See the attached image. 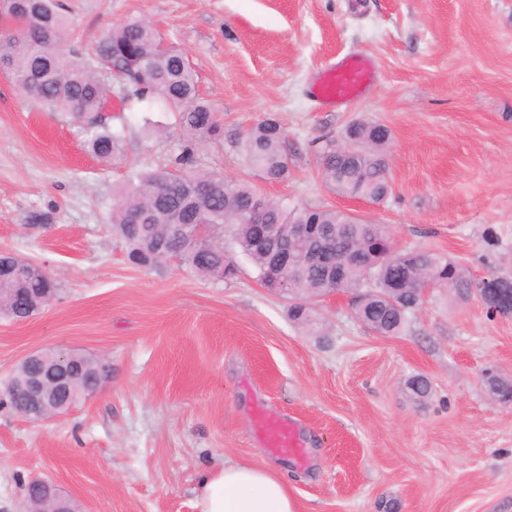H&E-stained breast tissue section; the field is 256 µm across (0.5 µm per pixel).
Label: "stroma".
Segmentation results:
<instances>
[{"instance_id":"35a3bbf8","label":"stroma","mask_w":512,"mask_h":512,"mask_svg":"<svg viewBox=\"0 0 512 512\" xmlns=\"http://www.w3.org/2000/svg\"><path fill=\"white\" fill-rule=\"evenodd\" d=\"M65 53L88 54L131 17L188 57L220 140L194 142L199 169L245 179L296 206L332 204L387 225L397 248L428 247L472 278L512 280V0H66ZM351 53L375 77L352 103L321 106L318 71ZM111 160L80 123L43 111L0 69V250L39 264L58 294L25 321L0 318V382L29 352L104 358L103 386L34 423L0 407V512H21L46 475L80 512H198L199 483L227 463L288 472L299 512H512V315L476 294L434 291L397 336L369 333L339 292L312 331L236 255L235 278L179 263L132 265L107 216L132 163L178 153L176 118L128 103L107 70ZM276 116L288 178L246 163L245 135ZM357 119L387 126L392 192L340 197L321 152ZM428 379L427 396L407 382ZM294 418L304 462L266 448L258 409Z\"/></svg>"}]
</instances>
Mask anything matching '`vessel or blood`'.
Instances as JSON below:
<instances>
[{
  "label": "vessel or blood",
  "instance_id": "obj_1",
  "mask_svg": "<svg viewBox=\"0 0 512 512\" xmlns=\"http://www.w3.org/2000/svg\"><path fill=\"white\" fill-rule=\"evenodd\" d=\"M373 76L374 66L370 59L355 54L347 56L321 74L315 84L317 98L326 104L351 101L371 82ZM257 433L268 447L302 457L303 442L299 427L293 420L272 413H259Z\"/></svg>",
  "mask_w": 512,
  "mask_h": 512
}]
</instances>
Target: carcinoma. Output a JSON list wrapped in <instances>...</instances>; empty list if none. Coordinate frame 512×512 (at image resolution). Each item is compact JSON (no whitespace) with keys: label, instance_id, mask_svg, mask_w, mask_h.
<instances>
[{"label":"carcinoma","instance_id":"obj_1","mask_svg":"<svg viewBox=\"0 0 512 512\" xmlns=\"http://www.w3.org/2000/svg\"><path fill=\"white\" fill-rule=\"evenodd\" d=\"M0 17L9 22L0 32V64L10 70L19 90L48 111L83 122L91 151L100 159H111L122 135L98 118L91 120L106 107L108 89L90 60L62 53L68 20L61 0H0ZM162 44L147 20L134 17L112 28L94 55L97 63L122 83L125 98L163 100L192 140L223 137L221 120L198 97L196 74L188 60L179 50ZM390 140V131L381 130L377 123L350 124L343 143L348 153L330 145L323 151L322 183L341 197L355 195L382 202L392 190L385 156ZM244 151L248 166L263 180L288 179L286 137L276 118L268 117L249 131ZM258 197L263 199V223L279 228L314 224L340 258L348 239L364 250L367 263L347 265L344 279L336 282L327 267L305 261L309 241L291 244L302 261L285 273L288 297L293 301L289 314L313 330L317 321L301 300L319 299L334 290L355 292L352 313L367 330L378 336H397L420 306L417 280L443 275L458 291L471 294L479 288L480 281L468 276L460 264L433 249L414 248L384 261L377 251V245L390 238L384 224L360 219L332 205L291 206L268 198L248 181L201 171L189 145L162 167L131 169L112 204L110 224L112 233L127 245L133 264H140L162 244L169 257L205 277L236 274L234 258L224 246L227 238L236 251L251 260L264 285L281 273L277 255L257 244L258 225L240 218V211ZM501 283L500 302L491 309L506 316L512 314V281L503 279ZM56 292L46 272L24 263L6 279V286L0 287V313L24 320L31 307L45 303ZM24 372V368H16L0 390V404L15 408ZM99 377L93 371L76 378L67 402L75 405L95 392L101 385ZM486 383L492 394L512 396L511 381L492 375Z\"/></svg>","mask_w":512,"mask_h":512}]
</instances>
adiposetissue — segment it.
I'll list each match as a JSON object with an SVG mask.
<instances>
[{"mask_svg":"<svg viewBox=\"0 0 512 512\" xmlns=\"http://www.w3.org/2000/svg\"><path fill=\"white\" fill-rule=\"evenodd\" d=\"M196 506L198 512H298L282 470L251 461L203 477Z\"/></svg>","mask_w":512,"mask_h":512,"instance_id":"1","label":"adipose tissue"}]
</instances>
